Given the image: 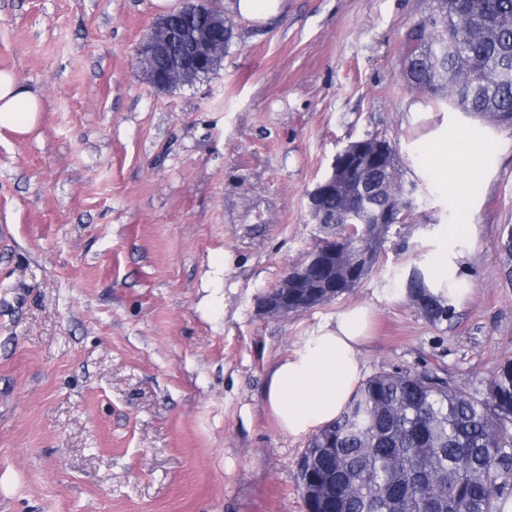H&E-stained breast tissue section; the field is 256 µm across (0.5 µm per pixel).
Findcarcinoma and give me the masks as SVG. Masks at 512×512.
Here are the masks:
<instances>
[{"mask_svg": "<svg viewBox=\"0 0 512 512\" xmlns=\"http://www.w3.org/2000/svg\"><path fill=\"white\" fill-rule=\"evenodd\" d=\"M200 19L176 16L173 60L186 48L183 33ZM402 77L427 100L482 121L512 115V0H430L403 44ZM385 191L371 204L391 203L411 217L399 168L376 177ZM352 200L359 206L366 202ZM325 237L314 248L337 247L345 224L343 201L321 200ZM501 274L512 284V227L501 238ZM369 274L364 269L336 285L338 298ZM422 299L420 314L436 324L454 308L426 292L421 271L406 281ZM301 480L318 482L330 501L311 502L314 512H501L512 496V361L492 372L482 389L463 387L441 367L380 373L365 380L341 414L309 440L297 461Z\"/></svg>", "mask_w": 512, "mask_h": 512, "instance_id": "1", "label": "carcinoma"}]
</instances>
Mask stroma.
<instances>
[{
    "instance_id": "obj_1",
    "label": "stroma",
    "mask_w": 512,
    "mask_h": 512,
    "mask_svg": "<svg viewBox=\"0 0 512 512\" xmlns=\"http://www.w3.org/2000/svg\"><path fill=\"white\" fill-rule=\"evenodd\" d=\"M425 0H284L234 16L220 70L154 89L137 44L154 0H0V69L37 92L30 134L0 129V512H306L262 398L301 336L369 304L366 376L444 368L484 387L512 359V130L484 191L459 204L408 146L403 81ZM395 142L414 221L359 286L313 308H259L320 236L307 195L349 142ZM476 227L452 321L387 301L454 224ZM227 257L215 275L217 257ZM232 9L243 18L264 24L282 14L284 0H232Z\"/></svg>"
}]
</instances>
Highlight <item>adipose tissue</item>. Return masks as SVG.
<instances>
[{
    "label": "adipose tissue",
    "mask_w": 512,
    "mask_h": 512,
    "mask_svg": "<svg viewBox=\"0 0 512 512\" xmlns=\"http://www.w3.org/2000/svg\"><path fill=\"white\" fill-rule=\"evenodd\" d=\"M41 111L39 95L23 86L12 72L0 70V129L28 134L37 126ZM407 120L425 124L412 147L427 155L429 169L439 184L461 192L485 184L486 127H462L453 120L431 127L424 112L408 113ZM463 257V252L456 250L437 251L424 278L430 294L453 306L460 304L464 291L449 284L448 277L458 274ZM369 317L368 306L347 308L315 325L276 363L263 399L281 431L305 436L336 419L363 379L360 352L369 337Z\"/></svg>",
    "instance_id": "obj_1"
}]
</instances>
